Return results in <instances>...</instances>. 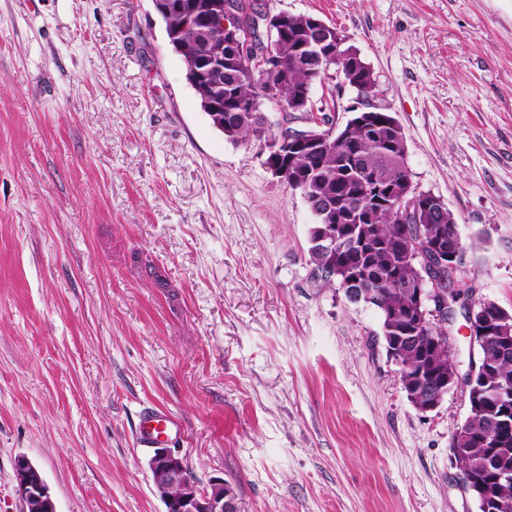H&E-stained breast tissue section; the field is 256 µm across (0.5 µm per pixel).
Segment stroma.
Segmentation results:
<instances>
[{
    "instance_id": "1",
    "label": "stroma",
    "mask_w": 512,
    "mask_h": 512,
    "mask_svg": "<svg viewBox=\"0 0 512 512\" xmlns=\"http://www.w3.org/2000/svg\"><path fill=\"white\" fill-rule=\"evenodd\" d=\"M340 28L416 190L453 212L461 302L512 311V0H258ZM300 191L210 123L152 0H0V512H165L151 408L240 512H478L380 317L325 287ZM14 470L16 493L22 504V512H57L40 470L27 457H18Z\"/></svg>"
}]
</instances>
